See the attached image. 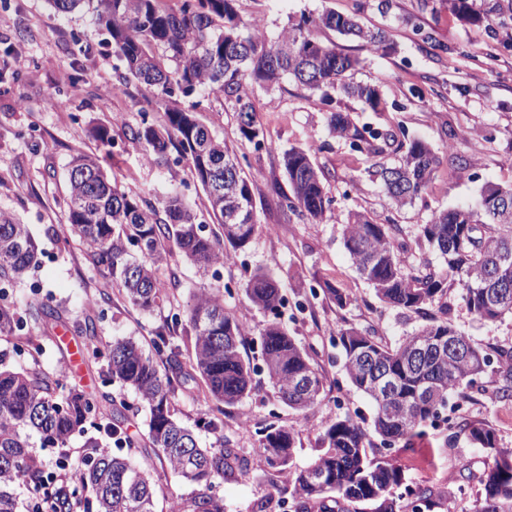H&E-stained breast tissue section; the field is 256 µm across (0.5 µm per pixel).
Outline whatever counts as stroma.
<instances>
[{
	"label": "stroma",
	"mask_w": 512,
	"mask_h": 512,
	"mask_svg": "<svg viewBox=\"0 0 512 512\" xmlns=\"http://www.w3.org/2000/svg\"><path fill=\"white\" fill-rule=\"evenodd\" d=\"M378 2L239 0L238 10L242 18L263 19L272 36L301 16L327 10L354 14L366 26L384 28L391 44L384 51L324 28H313L311 34L357 58L353 81L378 87L387 102L385 111L374 112L340 95L331 108L352 113L358 124L381 132L402 128L430 143L441 163L427 193L410 205L392 206L365 173L371 157L331 138L325 121L330 107L319 94L294 82L278 90H255L257 120L266 142L260 150L240 140L220 100L203 98L201 119L230 147L247 155L249 170L256 175L253 196L259 228L244 249L209 269L175 252L156 261L163 300L153 312L143 313L111 287L109 274L93 265L88 247L70 233L66 197L72 153L79 149L104 157L107 172L125 191L151 201L176 187L202 213L206 196L185 164L149 163L143 147L125 139V130L139 125L143 113L156 118L160 112L136 86L113 96L123 67L112 54L110 36L95 23L92 4L60 15L47 0H0V210L26 224L40 248L37 265L12 294L20 301L35 294L67 309L70 316L89 313L95 318V337L72 334L63 341L54 334L43 341V364L68 368V386L93 393L122 392L118 384H105L106 362L93 355V348L105 347L116 337H131L142 343L146 354H153L154 328L182 313L196 288L223 296L225 308L245 330L243 355L260 364L258 336L266 318L248 307L239 284L245 269L263 268L280 275L286 301L279 320L325 370L333 399L299 414L280 405L272 386L261 381L224 415V435L232 447L247 452L256 444L255 433L240 427L241 417L260 425L275 412L281 423L295 430V461L303 466L314 456L320 433L339 415L368 414L370 404L349 383L331 336L347 324L373 326L384 343L393 345L413 333L422 319L399 317L358 277L342 244L339 217L351 210L367 213L378 223L398 225L410 243L432 211L474 204L485 182L512 183V23L502 24L495 14L479 24L457 20L444 0H390L384 14ZM490 50L496 57L488 62L483 55ZM98 127L109 130L112 143L95 138ZM291 147L314 149L336 200L337 220L313 224L274 206L278 194L288 189L281 156ZM461 158L466 167L458 166ZM59 236L69 237V248L57 247ZM324 282L345 289L352 304L342 308L327 296L312 295V287ZM448 304L453 324L476 344L512 347L511 317L478 321L454 289L448 292ZM457 417L485 423L495 431L499 447L512 449V400L498 399L494 383L465 401ZM375 452L387 454L414 483L459 489L457 512H475L487 459L464 431L442 424L428 429L412 448L379 446ZM218 491L227 512H251L268 486L247 476L221 482Z\"/></svg>",
	"instance_id": "35a3bbf8"
}]
</instances>
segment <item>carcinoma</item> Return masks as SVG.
I'll list each match as a JSON object with an SVG mask.
<instances>
[{
  "label": "carcinoma",
  "mask_w": 512,
  "mask_h": 512,
  "mask_svg": "<svg viewBox=\"0 0 512 512\" xmlns=\"http://www.w3.org/2000/svg\"><path fill=\"white\" fill-rule=\"evenodd\" d=\"M96 21L112 38V52L128 77L163 110L162 121L130 130L129 139L143 145L147 159L166 163L186 161L202 187L207 213L222 233L208 224L185 195L171 190L151 203L133 196L108 177L100 160L77 150L68 163V221L71 232L92 249L94 264L112 276V284L144 313L163 297L152 261L167 249L188 261L209 267L224 259L223 244L244 248L257 229L253 178L247 158L237 154L198 117L194 94L220 99L234 115L244 142L265 146L257 121L254 89L272 90L286 79L319 92L331 103L340 92L358 98L377 112L383 102L377 88L346 81L357 60L334 44L314 41L311 28L323 27L346 37L386 48L383 32L364 29L354 15L325 11L302 17L270 37L260 20L243 19L238 0H179L166 9L160 0H96ZM448 11L462 21L480 23L502 15L509 7L477 4V0H448ZM328 133L360 152L380 157L391 151L393 162L377 161L368 168L389 202L402 207L426 193L439 158L421 139L404 142L405 131L382 133L359 125L347 113L330 112ZM289 193L277 206L319 224L335 216L325 175L311 151L291 147L283 152ZM343 247L358 274L374 289L378 300L402 313L424 320L414 333L394 346L384 344L372 328L340 327L332 343L339 348L352 386L370 402L369 416L346 414L330 424L309 463H294L296 434L276 420L258 431V446L249 456L224 437V409L233 408L255 387L256 369L241 352L244 330L224 309V300L204 289L193 292L183 311L194 331L191 370L184 369L179 347L170 342L169 325L155 329L162 362L146 355L130 338H117L102 351L112 382L134 392L140 404L67 388L63 373L44 368L43 346L34 329L47 333L72 323L78 336L95 334V318L67 317V311L35 301L20 306L9 288L21 282L36 263L39 245L12 214L0 211V338L12 340L24 368L5 365L0 358V512H20L18 489L36 495L46 512H72L83 493L92 495L95 512H158L156 484L139 457L155 458L176 474L191 491L174 500L170 512H225L218 481L252 474L285 476L293 485L291 501L276 486L258 500L253 512H401L400 500H411V512H436L456 502L452 488L409 484L401 466L372 457L373 438L391 448L412 447L425 428L435 425L448 399L461 400L484 389L488 376H498L496 395L512 399V351L475 345L448 318V289L460 292L467 310L478 320L495 322L512 316V185L483 184L474 207L432 212L419 226L410 247L393 224H378L370 216L350 212L344 220ZM436 252L441 266L423 258ZM505 257L501 274L488 277L489 258ZM247 302L270 320L259 332L261 372L278 400L296 412L312 409L326 397L327 379L295 337L278 322L284 294L281 277L263 269L249 271L240 285ZM323 294L340 307L352 302L342 289L326 282ZM436 306L437 311L429 312ZM456 339L462 354L439 349ZM199 374L205 398L221 406L219 416L206 422L215 443L199 446L195 427L175 411V393ZM391 389L378 393V380ZM306 381L308 385L300 386ZM147 411V434L128 432L129 415ZM461 430L490 459L480 480L476 512H512V450L497 446L495 432L480 422ZM76 435L85 437L80 483L66 482L64 473L50 479L43 459L33 451L32 437L42 448L67 456ZM115 450L104 449L105 439Z\"/></svg>",
  "instance_id": "carcinoma-1"
}]
</instances>
